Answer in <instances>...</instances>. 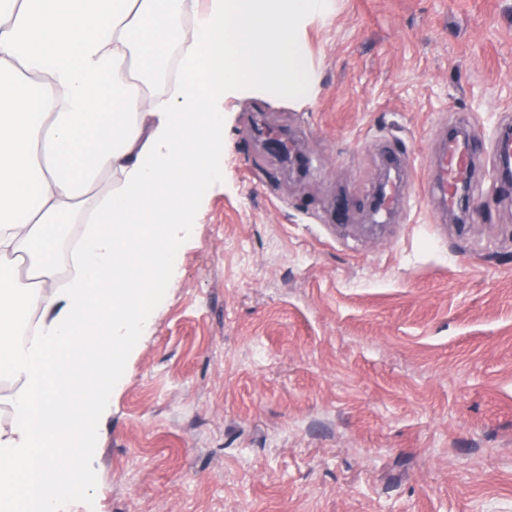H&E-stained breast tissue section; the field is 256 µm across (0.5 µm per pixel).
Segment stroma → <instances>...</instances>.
Returning a JSON list of instances; mask_svg holds the SVG:
<instances>
[{
    "mask_svg": "<svg viewBox=\"0 0 512 512\" xmlns=\"http://www.w3.org/2000/svg\"><path fill=\"white\" fill-rule=\"evenodd\" d=\"M301 41L313 99L224 101L77 512H512V194L490 155L465 222L430 184L456 120L512 128V0H328Z\"/></svg>",
    "mask_w": 512,
    "mask_h": 512,
    "instance_id": "35a3bbf8",
    "label": "stroma"
}]
</instances>
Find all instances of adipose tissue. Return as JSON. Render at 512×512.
<instances>
[{"mask_svg":"<svg viewBox=\"0 0 512 512\" xmlns=\"http://www.w3.org/2000/svg\"><path fill=\"white\" fill-rule=\"evenodd\" d=\"M325 0H0V512H60L88 486L139 300L173 270L205 191L224 179V99L311 97L298 32ZM179 46L182 80L147 86ZM66 284L53 230L107 173ZM26 268L18 275L16 265Z\"/></svg>","mask_w":512,"mask_h":512,"instance_id":"adipose-tissue-1","label":"adipose tissue"}]
</instances>
